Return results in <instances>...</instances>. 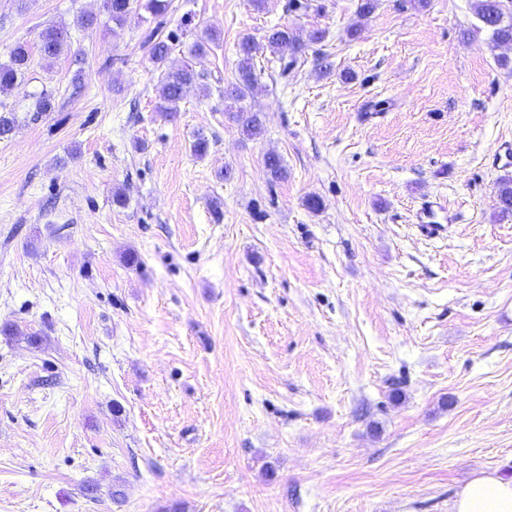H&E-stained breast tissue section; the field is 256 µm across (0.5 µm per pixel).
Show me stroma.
I'll return each mask as SVG.
<instances>
[{
  "mask_svg": "<svg viewBox=\"0 0 512 512\" xmlns=\"http://www.w3.org/2000/svg\"><path fill=\"white\" fill-rule=\"evenodd\" d=\"M310 3L119 27L103 0H0V63L30 50L0 93V512H449L473 473L512 477V45L474 0ZM282 26L324 30L331 69L258 54L249 139L224 88L240 38ZM210 27L208 94L160 112ZM69 30L65 26L50 25L40 35V51L47 59H54L70 47ZM29 50L24 43H18L10 52L9 60L0 63V92L11 90L22 79L28 67ZM229 121L234 123L243 136L247 138L258 135L262 130V120L258 112H253L242 106L226 112Z\"/></svg>",
  "mask_w": 512,
  "mask_h": 512,
  "instance_id": "stroma-1",
  "label": "stroma"
}]
</instances>
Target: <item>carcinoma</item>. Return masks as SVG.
Instances as JSON below:
<instances>
[{
  "label": "carcinoma",
  "instance_id": "1",
  "mask_svg": "<svg viewBox=\"0 0 512 512\" xmlns=\"http://www.w3.org/2000/svg\"><path fill=\"white\" fill-rule=\"evenodd\" d=\"M109 18L117 25H123L133 11V0H105ZM474 10L483 26L491 33V38L498 45L512 44V11L504 8L503 0H475ZM325 32L320 29L311 31L301 37L293 29L283 26L271 30L263 42L246 36L238 44L239 60L234 82L224 89V97L235 102L245 100L257 81L254 58L264 50L276 55L281 63L280 74L288 75V70L297 60L306 54L309 47L324 40ZM220 39V34L212 29L205 30L197 40L194 58L202 61L209 51V44ZM40 51L47 59L58 57L70 47L69 30L65 26L50 25L40 35ZM29 62V50L23 43L17 44L10 52L9 60L0 63V92L11 90L18 79L25 75ZM203 77L196 67L188 64L167 74L159 89L160 109L164 112H176L179 103L187 91L198 86ZM227 118L240 132L248 137L258 135L262 130V120L257 112L242 106L227 112ZM264 165L275 179H284L287 171L278 154L270 152L264 157ZM498 216L512 217V178H502L496 186Z\"/></svg>",
  "mask_w": 512,
  "mask_h": 512
}]
</instances>
